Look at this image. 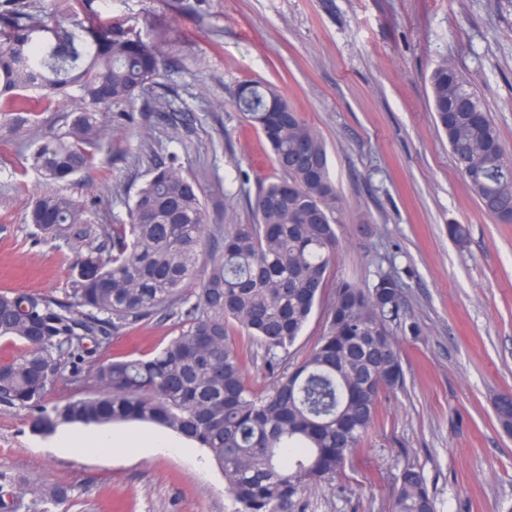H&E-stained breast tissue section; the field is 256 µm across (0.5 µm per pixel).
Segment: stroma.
I'll return each mask as SVG.
<instances>
[{
	"instance_id": "1",
	"label": "stroma",
	"mask_w": 512,
	"mask_h": 512,
	"mask_svg": "<svg viewBox=\"0 0 512 512\" xmlns=\"http://www.w3.org/2000/svg\"><path fill=\"white\" fill-rule=\"evenodd\" d=\"M73 24L92 17L165 33L157 87L110 104L95 169L64 193L92 223L126 218L154 164L198 174L209 221L249 224L261 183L278 179L271 149L233 107L247 81L273 85L327 152L341 197L331 280L368 288L379 272L402 287L398 333L405 382L384 393L375 424L335 479L295 512H389L399 474L420 470L437 512H512V434L494 394L512 390V224L484 212L431 111L429 76L452 62L490 112L512 157V0H28ZM76 107L32 95L34 120L0 126V291L63 296L71 243L40 240L25 216L51 190L31 165ZM467 225L465 247L449 224ZM157 319L111 337L98 361L140 356L177 336ZM28 412L0 405V493L17 512H232L224 474L206 449L186 455L96 454L50 448ZM67 487L48 508L37 488Z\"/></svg>"
}]
</instances>
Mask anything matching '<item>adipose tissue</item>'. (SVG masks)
Returning <instances> with one entry per match:
<instances>
[{
	"instance_id": "ef3b65f1",
	"label": "adipose tissue",
	"mask_w": 512,
	"mask_h": 512,
	"mask_svg": "<svg viewBox=\"0 0 512 512\" xmlns=\"http://www.w3.org/2000/svg\"><path fill=\"white\" fill-rule=\"evenodd\" d=\"M53 447L67 450L95 451L102 448H125L131 452L185 453L184 443L174 441L169 436L146 431L128 436L109 427L88 429L65 428L58 432L52 442Z\"/></svg>"
}]
</instances>
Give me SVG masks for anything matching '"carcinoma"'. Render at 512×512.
Returning <instances> with one entry per match:
<instances>
[{
  "mask_svg": "<svg viewBox=\"0 0 512 512\" xmlns=\"http://www.w3.org/2000/svg\"><path fill=\"white\" fill-rule=\"evenodd\" d=\"M165 58L137 26L91 18L71 29L0 0V125L29 120L28 92L52 105L72 89L78 106L67 131L33 152L51 183L96 167L104 132L99 108L152 91ZM432 111L485 212L512 217V163L485 105L459 70L444 61L430 76ZM234 107L260 129L283 178L262 184L253 224L206 228L199 178L176 159L154 165L129 205L128 220L89 223L83 201L61 191L39 195L28 219L50 239L83 242L75 287L64 297L0 291V337L24 342L0 361V405L29 412L32 432L64 424L147 422L206 449L224 472L234 512H294L313 486L339 473L374 424L381 393L404 383L392 324L402 288L381 274L370 288L343 281L325 326L302 361L289 349L322 304L338 237L340 202L324 144L276 89L242 85ZM218 246L201 259L204 230ZM199 282V287L189 285ZM176 319L178 336L140 358L79 364L155 318ZM247 336L280 369L272 385L248 380L231 333ZM71 369L86 391L61 404L48 396ZM377 381L365 393L362 375ZM498 423L512 430V392L494 400ZM64 503L68 489H41ZM391 512H436L419 470L398 477Z\"/></svg>",
  "mask_w": 512,
  "mask_h": 512,
  "instance_id": "cac0c4a2",
  "label": "carcinoma"
}]
</instances>
